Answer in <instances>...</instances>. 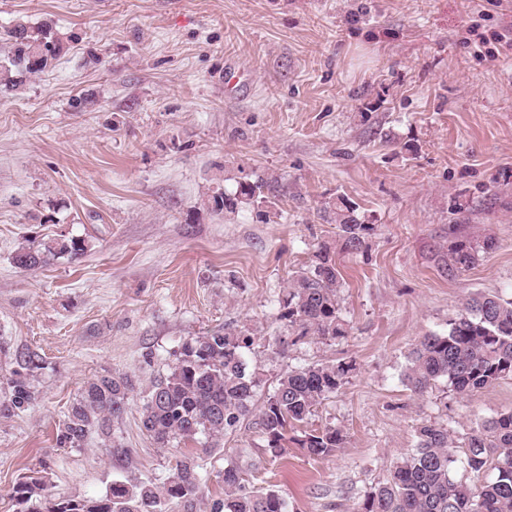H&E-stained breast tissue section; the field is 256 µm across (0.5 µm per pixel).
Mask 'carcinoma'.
<instances>
[{"label":"carcinoma","mask_w":512,"mask_h":512,"mask_svg":"<svg viewBox=\"0 0 512 512\" xmlns=\"http://www.w3.org/2000/svg\"><path fill=\"white\" fill-rule=\"evenodd\" d=\"M12 42L14 54L0 65V91L15 90L44 72L64 50L55 36L53 23L35 26L17 24L0 32ZM271 182L263 177L238 182L235 191L211 196L213 209L234 214L244 207H258L269 217L274 202ZM336 224L340 250L357 253L366 245L374 225L358 218L356 207L345 197L324 208ZM493 243L475 244L457 240L449 247L448 272L473 268L480 253ZM85 250L74 237L53 238L37 248L22 246L14 264L32 270L62 257L76 258ZM342 276L335 251L326 243L311 261L289 280L280 308L285 328L305 336L313 333L336 339L346 335L340 315L339 289ZM251 337L226 329L193 336L183 342L170 371L154 379L141 411V427L160 448L194 441L199 435L218 446L224 433L241 420L253 416L267 447L275 456L284 450L288 431L308 421L325 399L346 383L352 365L317 363L288 368L277 375L271 390L258 399L261 380L250 371L245 349ZM0 360L9 371L0 376V417L26 411L35 400L33 373L43 369L40 359L29 352L13 351L0 340ZM512 378V299L482 295L464 301L444 334L422 337L407 357L403 374L406 386L417 395L440 381L458 396L491 387ZM131 379L123 374L102 375L84 383L69 406L57 442L79 448L90 433L108 441L113 423L124 415ZM413 452L393 466L390 479L377 486L357 512H512V409L479 422L459 439L448 426L422 422L415 428ZM306 454L325 458L345 442L336 427L303 431L292 437ZM462 449L463 462L474 473L490 469L493 476L478 486L454 477ZM198 456L185 453L162 485L150 481H114L105 495L95 498L34 497L41 482L33 478L14 490L16 512H166L176 504L181 512H197L203 495ZM213 512H288V503L275 491L250 490L237 465L224 467V499Z\"/></svg>","instance_id":"obj_1"}]
</instances>
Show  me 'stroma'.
<instances>
[{
    "label": "stroma",
    "mask_w": 512,
    "mask_h": 512,
    "mask_svg": "<svg viewBox=\"0 0 512 512\" xmlns=\"http://www.w3.org/2000/svg\"><path fill=\"white\" fill-rule=\"evenodd\" d=\"M52 19L69 39L47 71L0 93V339L36 353L28 410L0 418V512L42 478L54 497H97L115 479L163 483L181 456L140 428L151 379L181 343L250 335L252 369L352 364L308 428L346 436L334 456L267 448L254 418L199 453L212 512L224 468L276 490L288 512H354L385 483L424 421L464 437L512 408V379L459 397L405 384L418 340L448 328L466 299L512 298V0H0V29ZM246 98L224 95V69ZM275 179L277 213L234 217L208 202L239 177ZM345 197L375 230L337 252L348 334L289 333L279 302L321 243L327 202ZM85 241L75 259L24 271L19 247ZM461 238L493 241L447 271ZM133 384L111 441L56 443L89 379Z\"/></svg>",
    "instance_id": "obj_1"
}]
</instances>
